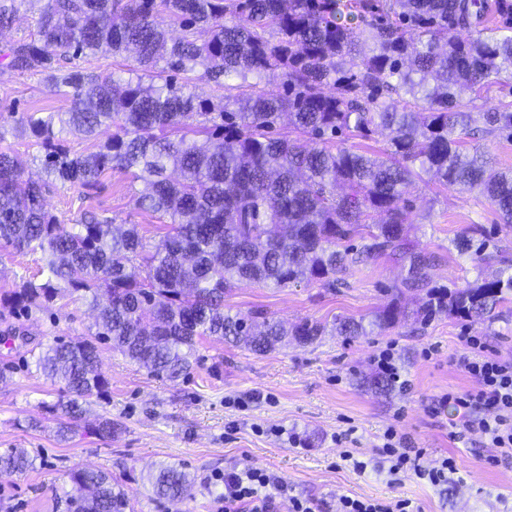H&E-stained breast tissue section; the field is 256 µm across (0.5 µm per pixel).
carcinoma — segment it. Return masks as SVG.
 I'll list each match as a JSON object with an SVG mask.
<instances>
[{"mask_svg": "<svg viewBox=\"0 0 512 512\" xmlns=\"http://www.w3.org/2000/svg\"><path fill=\"white\" fill-rule=\"evenodd\" d=\"M33 0H0V30ZM487 0H47L37 38L15 44L7 66L44 76L71 99L67 112L19 119L44 154L46 175L94 188L110 168L132 172L142 188L135 207L166 230L152 253L136 224L93 214L60 223L45 206L44 184L23 181L15 155L0 151V244L43 255V279H29L4 304L21 312L59 295L78 294L97 311L94 337L42 347L36 365L65 383L56 436L82 425L112 436V418L86 421L92 400L107 396L97 343L112 342L159 378L192 368L198 341L219 337L265 355L285 342L312 345L331 330L358 338L395 327L403 291L422 295L414 312L490 321L512 301V259L481 226L451 240L460 254L493 268L460 288L432 285L434 256L409 239L408 189L427 174L444 188L474 193L512 229V172L465 147L480 122L488 134H512V102L484 112L472 99L512 79V26L489 29ZM182 35L167 37L164 20ZM209 38L197 43L196 30ZM135 53L123 77L85 72L74 61ZM201 67L224 89L215 103L190 91ZM288 115L289 130L278 132ZM107 140L73 153L75 132ZM388 133L381 150L345 146ZM380 256L406 270L395 299L369 322L291 325L257 311H224L242 283L279 288L317 283L334 290L337 274ZM385 394L383 375L362 381ZM34 458L23 448L0 453V475L23 474ZM156 494L179 501L191 480L161 467ZM67 512H127L112 477L71 475Z\"/></svg>", "mask_w": 512, "mask_h": 512, "instance_id": "obj_1", "label": "carcinoma"}]
</instances>
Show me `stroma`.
<instances>
[{
  "mask_svg": "<svg viewBox=\"0 0 512 512\" xmlns=\"http://www.w3.org/2000/svg\"><path fill=\"white\" fill-rule=\"evenodd\" d=\"M70 106L69 98L48 91L41 76L0 62V125L25 177L41 179L45 173L34 139L19 128L18 118ZM132 184V174L109 170L97 191L49 186L45 204L60 223L74 224L92 211L138 225L146 241L157 244L158 220L135 208ZM407 199L410 237L436 257L435 284L462 286L476 279V264L450 247L468 225H482L512 255V232L500 231L487 201L428 179L417 181ZM42 265L41 253L0 248V293L32 278ZM403 275L400 264L382 256L347 268L334 291L316 284H242L228 294L226 305L289 323H329L337 317L368 321L390 302V289ZM94 323V312L74 295L56 297L26 314L0 315V332H16L0 343V369L7 373L0 381V452L23 448L35 459L26 473L0 478V512H64L57 499L79 469L112 473L132 512H217L223 488L211 477L234 467L258 468L285 480L294 494L321 501V512H336L345 495L407 497L421 512H512V456L476 432L462 441L450 439L448 413L431 411L444 393L473 385L452 359L461 337H482L489 348L512 356V302L490 323L441 316L423 324L409 318L379 335L348 339L330 333L318 344H289L261 356L207 337L197 345L189 374L175 380L151 375L102 343L98 350L110 395L92 410L111 417L117 430L109 438L79 431L61 442L50 408L65 388L37 370L35 355L56 340L89 337ZM385 350L394 355L404 387L387 394L361 390V378L377 373L375 359ZM32 417L41 419V428H28ZM391 427L403 447L421 450L422 466L451 456L457 473L435 486L416 478L393 480L381 466L384 433ZM355 458L367 461L365 471L353 468ZM166 465L191 479L186 499L155 495L152 478Z\"/></svg>",
  "mask_w": 512,
  "mask_h": 512,
  "instance_id": "1",
  "label": "stroma"
}]
</instances>
